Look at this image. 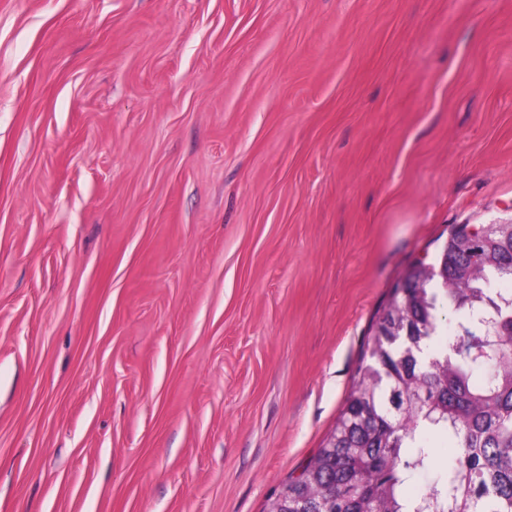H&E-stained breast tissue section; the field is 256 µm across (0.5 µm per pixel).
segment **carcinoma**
<instances>
[{
	"label": "carcinoma",
	"instance_id": "1",
	"mask_svg": "<svg viewBox=\"0 0 512 512\" xmlns=\"http://www.w3.org/2000/svg\"><path fill=\"white\" fill-rule=\"evenodd\" d=\"M467 228L392 290L335 428L272 512H512V289L496 287L512 282V225ZM397 335L431 348L433 368L393 352ZM433 437L454 448L442 469ZM415 476L429 482L413 493Z\"/></svg>",
	"mask_w": 512,
	"mask_h": 512
}]
</instances>
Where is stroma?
<instances>
[{"label": "stroma", "mask_w": 512, "mask_h": 512, "mask_svg": "<svg viewBox=\"0 0 512 512\" xmlns=\"http://www.w3.org/2000/svg\"><path fill=\"white\" fill-rule=\"evenodd\" d=\"M509 219L512 0H0V512H266Z\"/></svg>", "instance_id": "35a3bbf8"}]
</instances>
